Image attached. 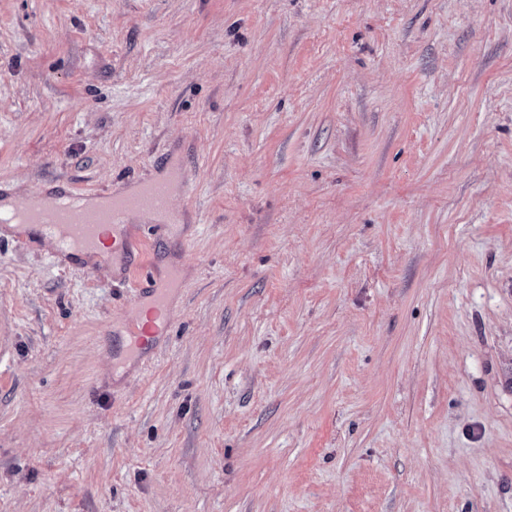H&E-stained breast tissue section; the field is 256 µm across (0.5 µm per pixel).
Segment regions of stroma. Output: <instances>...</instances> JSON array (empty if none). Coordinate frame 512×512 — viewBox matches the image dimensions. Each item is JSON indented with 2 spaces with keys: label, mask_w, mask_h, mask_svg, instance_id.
Wrapping results in <instances>:
<instances>
[{
  "label": "stroma",
  "mask_w": 512,
  "mask_h": 512,
  "mask_svg": "<svg viewBox=\"0 0 512 512\" xmlns=\"http://www.w3.org/2000/svg\"><path fill=\"white\" fill-rule=\"evenodd\" d=\"M173 166L145 367L0 230V512H512V0H0V196Z\"/></svg>",
  "instance_id": "1"
}]
</instances>
